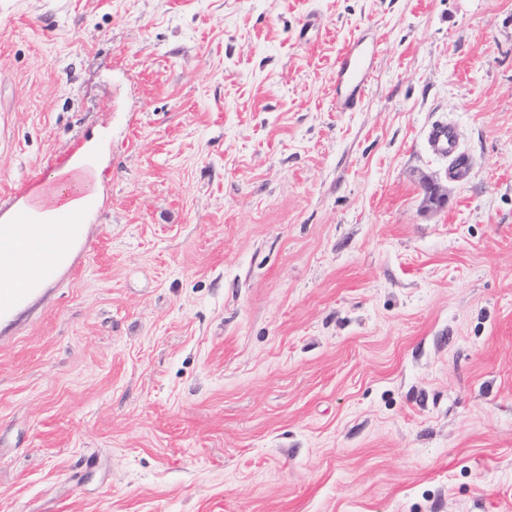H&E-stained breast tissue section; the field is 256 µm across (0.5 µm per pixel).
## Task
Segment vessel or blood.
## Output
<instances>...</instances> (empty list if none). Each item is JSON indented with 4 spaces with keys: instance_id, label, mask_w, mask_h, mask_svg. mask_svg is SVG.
Masks as SVG:
<instances>
[{
    "instance_id": "obj_1",
    "label": "vessel or blood",
    "mask_w": 512,
    "mask_h": 512,
    "mask_svg": "<svg viewBox=\"0 0 512 512\" xmlns=\"http://www.w3.org/2000/svg\"><path fill=\"white\" fill-rule=\"evenodd\" d=\"M373 51L361 42H354L344 50L336 62V81L347 86L348 92L338 101L340 111H354L365 87V75L371 65ZM429 142L435 153L453 155L458 151L453 128L445 123L432 127ZM85 214L78 209H64L56 212L53 222L56 229L47 236H35L28 232L23 223H16L0 229V234L8 236L9 244L0 243V253L9 254L13 263L23 264L32 253L48 254L58 250L60 238L73 225L84 223Z\"/></svg>"
}]
</instances>
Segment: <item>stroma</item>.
I'll return each instance as SVG.
<instances>
[{
  "instance_id": "35a3bbf8",
  "label": "stroma",
  "mask_w": 512,
  "mask_h": 512,
  "mask_svg": "<svg viewBox=\"0 0 512 512\" xmlns=\"http://www.w3.org/2000/svg\"><path fill=\"white\" fill-rule=\"evenodd\" d=\"M85 151L0 512H512V0H0V220ZM373 49L360 41L344 50L336 62V82L349 88L337 107L341 112H353L364 92L365 75L371 65ZM429 142L435 153L442 155L456 154V161L463 165L465 164L464 157L457 152L456 136L450 125L440 123L433 126L429 133Z\"/></svg>"
}]
</instances>
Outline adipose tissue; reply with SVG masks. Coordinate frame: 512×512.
<instances>
[{"label": "adipose tissue", "mask_w": 512, "mask_h": 512, "mask_svg": "<svg viewBox=\"0 0 512 512\" xmlns=\"http://www.w3.org/2000/svg\"><path fill=\"white\" fill-rule=\"evenodd\" d=\"M96 180V173L83 161L67 162L33 190L19 216L26 220L31 233H45L51 228L57 210L84 206L89 197L95 196ZM58 272L54 256L48 254L30 259L19 270L0 266V313L11 315L18 310V303L10 301L9 296L19 284L41 288Z\"/></svg>", "instance_id": "1"}]
</instances>
